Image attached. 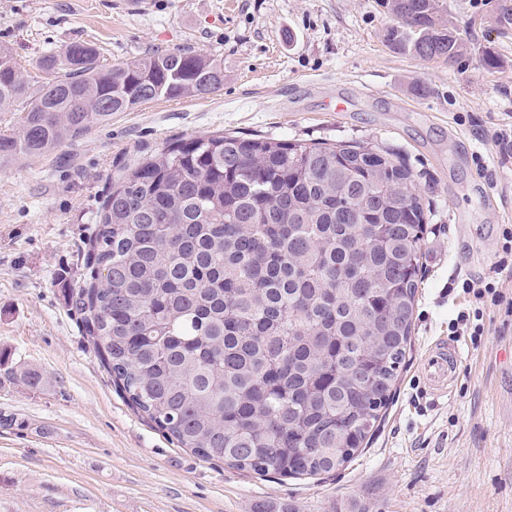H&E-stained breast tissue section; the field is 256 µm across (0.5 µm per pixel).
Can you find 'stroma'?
<instances>
[{
	"label": "stroma",
	"mask_w": 512,
	"mask_h": 512,
	"mask_svg": "<svg viewBox=\"0 0 512 512\" xmlns=\"http://www.w3.org/2000/svg\"><path fill=\"white\" fill-rule=\"evenodd\" d=\"M127 2L0 0V42L32 74L82 40L110 66L158 50L224 64L214 94L153 101L0 162V512H512V278L504 304L485 306L481 339L459 337L456 384L438 395L420 374L468 305L455 282L491 275L512 225V160L493 141L512 124V24L497 21L498 0H446L468 40L452 64L394 48L384 0ZM219 131L386 148L429 212L396 396L368 447L329 475L240 473L179 447L116 389L67 303L119 168ZM18 366L44 383L12 378Z\"/></svg>",
	"instance_id": "1"
}]
</instances>
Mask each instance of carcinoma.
<instances>
[{"label":"carcinoma","mask_w":512,"mask_h":512,"mask_svg":"<svg viewBox=\"0 0 512 512\" xmlns=\"http://www.w3.org/2000/svg\"><path fill=\"white\" fill-rule=\"evenodd\" d=\"M395 48L448 63L468 46L445 0H385ZM50 78L0 44V159L46 153L118 112L221 89V61L157 51L117 66L88 42ZM85 285L68 295L134 409L229 469L317 476L380 425L410 346L424 207L412 173L368 142L213 133L124 166L97 211Z\"/></svg>","instance_id":"carcinoma-1"}]
</instances>
